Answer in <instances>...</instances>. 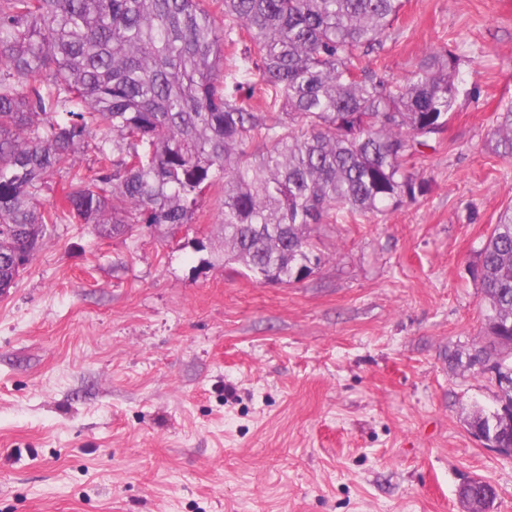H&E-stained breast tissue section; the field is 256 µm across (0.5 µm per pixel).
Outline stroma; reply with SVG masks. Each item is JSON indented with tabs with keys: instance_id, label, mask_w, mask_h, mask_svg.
I'll return each instance as SVG.
<instances>
[{
	"instance_id": "1",
	"label": "stroma",
	"mask_w": 512,
	"mask_h": 512,
	"mask_svg": "<svg viewBox=\"0 0 512 512\" xmlns=\"http://www.w3.org/2000/svg\"><path fill=\"white\" fill-rule=\"evenodd\" d=\"M383 43L363 64L398 81L462 56L455 110L412 161L427 193L314 226L304 281L225 264L219 187L175 231L49 225L0 295V512H463L474 477L512 512V459L467 424L496 407L469 268L512 205V0H403ZM96 168L76 153L41 202ZM492 151L505 164L512 162V105L499 113Z\"/></svg>"
}]
</instances>
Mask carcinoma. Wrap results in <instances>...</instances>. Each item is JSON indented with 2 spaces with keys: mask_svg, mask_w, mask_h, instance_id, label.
Masks as SVG:
<instances>
[{
  "mask_svg": "<svg viewBox=\"0 0 512 512\" xmlns=\"http://www.w3.org/2000/svg\"><path fill=\"white\" fill-rule=\"evenodd\" d=\"M402 0H0V294L46 235L72 218L103 235L135 224H190L206 190L224 189L225 260L267 283L293 284L321 264L308 228L344 213L377 216L427 191L407 167L447 128L459 57L430 47L406 82L361 65L383 49ZM248 39L235 66L265 102L226 89L224 43ZM492 151L512 162V105ZM97 150L93 176L72 175L64 209L39 198L70 156ZM471 274L488 305L493 344L471 355L495 372L512 406V205ZM500 409L478 412L512 446ZM495 491L484 483L472 512Z\"/></svg>",
  "mask_w": 512,
  "mask_h": 512,
  "instance_id": "obj_1",
  "label": "carcinoma"
}]
</instances>
